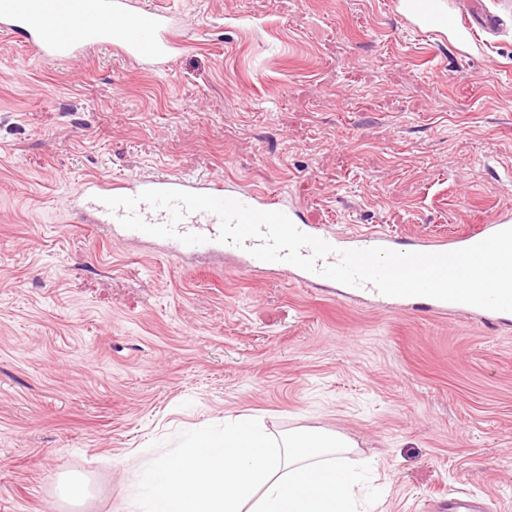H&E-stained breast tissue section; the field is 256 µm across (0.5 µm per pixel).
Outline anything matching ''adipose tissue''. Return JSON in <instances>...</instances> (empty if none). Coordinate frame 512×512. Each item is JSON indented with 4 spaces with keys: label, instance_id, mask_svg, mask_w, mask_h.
<instances>
[{
    "label": "adipose tissue",
    "instance_id": "1",
    "mask_svg": "<svg viewBox=\"0 0 512 512\" xmlns=\"http://www.w3.org/2000/svg\"><path fill=\"white\" fill-rule=\"evenodd\" d=\"M353 441L303 428L276 437L252 416L154 459L142 512H368L357 489L370 463Z\"/></svg>",
    "mask_w": 512,
    "mask_h": 512
}]
</instances>
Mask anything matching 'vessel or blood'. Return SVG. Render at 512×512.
Here are the masks:
<instances>
[{"mask_svg": "<svg viewBox=\"0 0 512 512\" xmlns=\"http://www.w3.org/2000/svg\"><path fill=\"white\" fill-rule=\"evenodd\" d=\"M401 17L414 30L448 33L455 40L478 43L480 34H490L501 26L498 15L488 11L482 0H469L463 10L446 11L441 0H396ZM0 29L17 33L32 45L46 63L64 61L106 46L119 50L131 60H160L169 56L174 42L167 10L153 6L133 8L131 0H0ZM149 188H172L231 198L261 211L285 213L303 233L335 246L327 263L338 262V250L384 247L397 252L444 253L477 244L492 234L512 228V211L497 212L489 221L474 225L450 237L414 236L397 238L388 233L357 230L346 235L330 232L326 225L312 221L287 198L261 190L242 191L221 180H205L183 175L150 174L132 179L102 181L86 179L68 204L80 223L94 224L110 234L133 243H149L165 255L182 259L208 257L228 260L232 270L254 275L270 269L288 273L298 285L315 288L325 282L322 275L303 271L291 264H270L245 250L217 242L220 221L211 213L187 214L178 229L206 236V243L187 246L172 238H158L121 226L118 217L103 204L106 196H132ZM342 296L354 297L373 306L411 310L424 315H455L480 319L489 329L512 326V313L436 300L428 297H390L372 285L342 287ZM433 512H487L484 502L468 496L435 500Z\"/></svg>", "mask_w": 512, "mask_h": 512, "instance_id": "vessel-or-blood-1", "label": "vessel or blood"}]
</instances>
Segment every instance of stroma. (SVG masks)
I'll return each instance as SVG.
<instances>
[{"instance_id":"stroma-1","label":"stroma","mask_w":512,"mask_h":512,"mask_svg":"<svg viewBox=\"0 0 512 512\" xmlns=\"http://www.w3.org/2000/svg\"><path fill=\"white\" fill-rule=\"evenodd\" d=\"M484 3L503 25L478 51L393 0H166L161 64L0 33V512H132L143 463L240 414L356 441L373 512H512V328L151 254L67 208L160 172L287 193L339 233L512 208V0ZM433 512H486L488 509L482 501L469 496L439 498L431 503Z\"/></svg>"}]
</instances>
